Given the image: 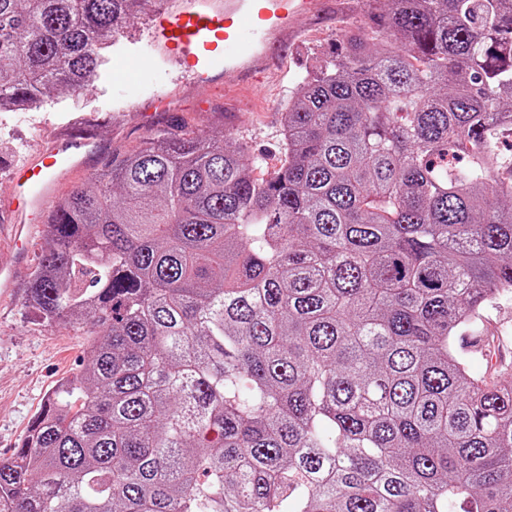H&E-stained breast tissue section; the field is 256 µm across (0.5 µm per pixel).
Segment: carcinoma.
Returning a JSON list of instances; mask_svg holds the SVG:
<instances>
[{
	"instance_id": "obj_1",
	"label": "carcinoma",
	"mask_w": 512,
	"mask_h": 512,
	"mask_svg": "<svg viewBox=\"0 0 512 512\" xmlns=\"http://www.w3.org/2000/svg\"><path fill=\"white\" fill-rule=\"evenodd\" d=\"M281 112L59 200L26 301L87 360L0 512H512V382L459 340L512 293V0H368ZM152 0H0V111L81 95Z\"/></svg>"
}]
</instances>
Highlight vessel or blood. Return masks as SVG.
Segmentation results:
<instances>
[{"mask_svg":"<svg viewBox=\"0 0 512 512\" xmlns=\"http://www.w3.org/2000/svg\"><path fill=\"white\" fill-rule=\"evenodd\" d=\"M316 0H180L178 11L159 6L147 49L138 57L142 71L156 66L157 55L176 62L186 83L205 85L213 78L232 80L242 74L263 78L272 44L286 40L292 15L313 9ZM98 149L87 119L78 117L63 127L38 158H26L10 169L21 205H0V221L11 230L10 263H0V291L15 288L20 270L29 262L33 238L29 211L48 212L60 186L84 168Z\"/></svg>","mask_w":512,"mask_h":512,"instance_id":"b4317fda","label":"vessel or blood"}]
</instances>
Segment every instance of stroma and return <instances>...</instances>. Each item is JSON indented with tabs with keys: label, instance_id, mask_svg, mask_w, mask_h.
Instances as JSON below:
<instances>
[{
	"label": "stroma",
	"instance_id": "35a3bbf8",
	"mask_svg": "<svg viewBox=\"0 0 512 512\" xmlns=\"http://www.w3.org/2000/svg\"><path fill=\"white\" fill-rule=\"evenodd\" d=\"M366 11V0H322L318 14L296 18L297 37L272 49L273 64L257 82L244 76L230 85L188 86L178 65L169 62L127 91L113 89L107 70L83 95L56 90L41 106L0 112V197L12 192L8 167L37 155L56 128L79 112L111 111V121L96 129L98 140L111 148L132 151L154 133L204 130L246 142L262 172L278 169L283 160L281 105L294 95L306 67L328 51L343 27L361 24ZM26 284L19 279L13 293L0 296V458L12 454L52 388L85 359L83 329L43 323L25 302ZM475 330L493 337L505 361L490 364L474 354L472 372L502 382L512 379V294L488 307Z\"/></svg>",
	"mask_w": 512,
	"mask_h": 512
}]
</instances>
